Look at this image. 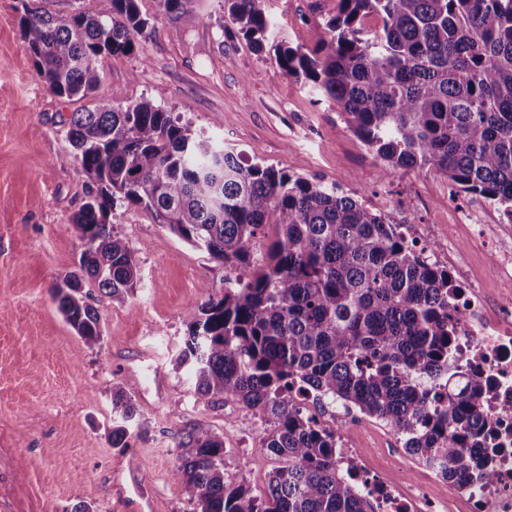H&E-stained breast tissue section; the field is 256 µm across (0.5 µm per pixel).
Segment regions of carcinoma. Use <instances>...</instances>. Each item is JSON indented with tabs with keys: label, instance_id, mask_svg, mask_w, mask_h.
Segmentation results:
<instances>
[{
	"label": "carcinoma",
	"instance_id": "obj_1",
	"mask_svg": "<svg viewBox=\"0 0 512 512\" xmlns=\"http://www.w3.org/2000/svg\"><path fill=\"white\" fill-rule=\"evenodd\" d=\"M155 2L195 25V0ZM264 2L223 5L258 51L274 28ZM21 5L37 75L58 97L91 98L67 131L92 182L72 220L84 250L52 288L77 336L90 348L103 340L86 285L121 301L139 282L132 251L108 222L118 200L240 270L191 323L180 364L197 401L232 397L269 425L258 450L281 465L254 495L224 476V440L193 427L174 470L190 512H377L337 466L336 433L298 406L294 395L307 391L385 422L428 465L485 473L486 386L448 366L456 329L448 298L457 285L427 248L333 185L195 135L150 98L116 106L93 97L98 57L129 53L149 34L138 0H112L107 16ZM325 29L313 49L277 45L276 60L286 77L336 104L385 175L433 169L512 208V0H336ZM269 224L275 239L254 266L252 247ZM112 412L121 424L108 441L118 448L138 409L117 388Z\"/></svg>",
	"mask_w": 512,
	"mask_h": 512
}]
</instances>
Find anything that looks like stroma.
Instances as JSON below:
<instances>
[{
  "instance_id": "stroma-1",
  "label": "stroma",
  "mask_w": 512,
  "mask_h": 512,
  "mask_svg": "<svg viewBox=\"0 0 512 512\" xmlns=\"http://www.w3.org/2000/svg\"><path fill=\"white\" fill-rule=\"evenodd\" d=\"M184 27L139 0L149 37L133 52L99 57L95 95L124 105L152 99L202 137L250 162L333 185L394 222H410L422 245L456 256L455 279H480L489 295L505 283L489 270L512 249V224L498 223L481 196L447 177L412 169L387 178L382 163L347 128L335 104L288 79L273 48L256 52L224 18L223 0H195ZM336 0H266L272 38L314 48ZM18 0H0V494L18 512H120L112 475L137 483L156 512H185L173 471L178 443L202 425L224 440V472L262 494L277 460L258 442L266 426L243 405L205 406L175 359L201 305L222 297L234 272L174 235L155 215L116 202L109 222L131 249L140 281L124 300L92 289L103 330L87 347L51 299L56 280L83 250L71 217L90 182L67 137L78 102L54 95L20 38ZM134 400L139 418L127 448L109 445L112 391ZM347 434L373 469L392 474L409 454L380 420L354 413Z\"/></svg>"
}]
</instances>
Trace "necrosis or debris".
Masks as SVG:
<instances>
[{
	"instance_id": "obj_1",
	"label": "necrosis or debris",
	"mask_w": 512,
	"mask_h": 512,
	"mask_svg": "<svg viewBox=\"0 0 512 512\" xmlns=\"http://www.w3.org/2000/svg\"><path fill=\"white\" fill-rule=\"evenodd\" d=\"M448 305L458 322L449 366L493 385L485 401V414L494 427L485 450L490 476L463 484L444 478L442 469L430 467L431 478L442 483L445 491L423 504L405 481L362 476L361 454L345 431L351 412L334 413L326 426L336 434L338 456L355 474L357 491L377 501L378 512H512V289L502 290L492 306L482 290L464 288Z\"/></svg>"
}]
</instances>
